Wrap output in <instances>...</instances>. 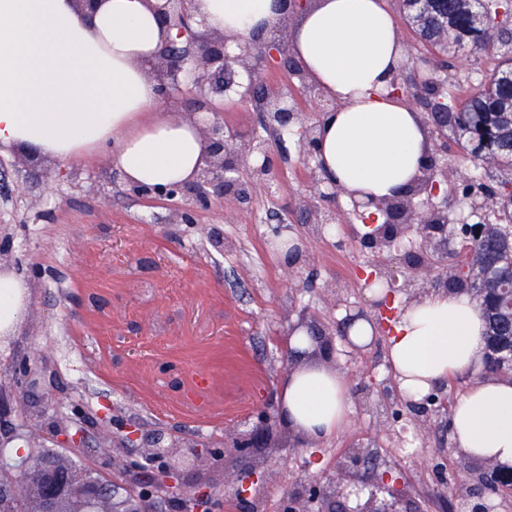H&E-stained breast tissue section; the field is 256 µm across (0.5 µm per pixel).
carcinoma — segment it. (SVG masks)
Returning a JSON list of instances; mask_svg holds the SVG:
<instances>
[{"label":"carcinoma","instance_id":"obj_1","mask_svg":"<svg viewBox=\"0 0 512 512\" xmlns=\"http://www.w3.org/2000/svg\"><path fill=\"white\" fill-rule=\"evenodd\" d=\"M402 8L414 33L428 48L438 53L468 49L478 55L492 51L499 60L489 81L464 99L447 89L439 94L448 106V129L461 149L472 145L474 169L499 174L512 171V38L498 24L489 22L482 0H448L446 11L432 7L416 13L407 4ZM489 194L498 208L499 223L488 225L487 234L477 243L450 253L451 265L458 268L465 291L484 311L487 331L484 361L492 371L512 362V342L499 334V324L508 321L512 304V192Z\"/></svg>","mask_w":512,"mask_h":512}]
</instances>
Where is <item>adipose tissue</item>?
I'll return each instance as SVG.
<instances>
[{
  "instance_id": "obj_1",
  "label": "adipose tissue",
  "mask_w": 512,
  "mask_h": 512,
  "mask_svg": "<svg viewBox=\"0 0 512 512\" xmlns=\"http://www.w3.org/2000/svg\"><path fill=\"white\" fill-rule=\"evenodd\" d=\"M211 28L243 37L275 22L273 0H198ZM175 34L160 28L145 0H0V147L64 161L111 152L126 180L166 187L203 165L197 128L158 110L150 65ZM292 55L338 107L321 121L322 173L344 196L383 201L421 174L431 143L414 106L392 90L402 41L384 0H316L289 38ZM28 289L0 275V336L26 311ZM486 324L470 294L433 293L404 304L388 338L395 385L418 400L479 367ZM298 358L277 401L283 425L303 440L335 435L349 414L347 380L313 358L300 329ZM451 428L470 458L512 468V378L486 376L457 397Z\"/></svg>"
}]
</instances>
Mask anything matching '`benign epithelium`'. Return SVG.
<instances>
[{
  "label": "benign epithelium",
  "instance_id": "7a95c632",
  "mask_svg": "<svg viewBox=\"0 0 512 512\" xmlns=\"http://www.w3.org/2000/svg\"><path fill=\"white\" fill-rule=\"evenodd\" d=\"M194 0H148L149 8L160 26L177 30V40L162 44L155 55L153 71L158 80L157 92L165 103L182 96L183 107L178 113L191 116L205 143V159L201 173L193 180L158 189L126 181L118 168L112 171V183L130 194L138 196H163L169 199L190 198L197 206L207 207L214 201L239 207L253 204L261 191L269 188V177L274 170L271 152L272 139L281 138L282 132L298 134L300 157L308 168L311 198L302 201L300 213L305 223L313 225L318 234L324 233L336 222V200L340 190L328 187L321 177L318 160L319 122L309 118L295 107L298 92L317 96L321 112L336 110V102L325 98L309 81L298 66L288 68L291 57L288 19L312 0H276L279 18L272 30L248 38L231 37L206 25L203 16L193 7ZM269 67H276L297 83L277 92L264 85L262 74ZM407 66L398 68L396 75L404 76L407 94L426 112L432 111L439 83L448 76V62L437 55L417 61L418 78L412 80L404 74ZM248 78L244 97L261 116V126L268 137L258 131L243 134L224 128L220 109L224 92L238 85L240 75ZM448 154V137L443 136L434 144V152L423 171L419 183L403 195L376 204L383 214L381 224L370 225L361 236V244L377 254L389 252L398 268L423 277L428 291L446 293L450 290L445 259L448 256V225L440 222L417 224L422 215L418 203H424L427 212L435 215L448 212V198H439L438 179L447 178V171L440 168L439 160ZM169 234L179 237L177 226L195 223V210L182 204L174 206ZM280 242L276 251L296 264L302 259L306 241L302 238L288 240L281 231L273 233ZM13 236L8 226L0 225V266L8 263L12 252ZM31 366L22 359L13 366V388L24 389L29 384ZM447 403V382L443 381L418 402H406L407 410L427 418ZM277 409L265 403L257 414L252 429L242 435L231 448L212 450V459L224 464L228 459H247L249 465L239 475L255 483L264 477L261 461L256 452L263 449L275 452L282 448L281 439L272 423ZM20 424L8 432H0V449L10 447L16 440L28 443L30 451L20 472L0 470V512H152L154 494L163 491L175 499L189 498L196 512H213L214 501L208 488L177 486L169 480L176 473L179 463L190 466L202 450L191 445L182 446L176 441L165 442L156 434L143 444L140 457L149 462L145 467L139 461H125L123 470L137 472L135 482L125 487V495L116 498L110 475H93L86 469L66 467L46 450L35 447L34 428L29 425L28 412L19 410ZM74 418L55 417L48 421V429L57 442L66 448H78L84 441L81 428H73ZM75 433H70V430ZM341 479L346 484L336 487V493H325L321 480L314 478L301 494L286 493L280 503V512H310L309 505L338 501L342 512H424L404 508V495L395 492L389 479H373L367 505L351 508L344 501L347 489L355 482L368 483L370 472L365 470L363 458L354 453L340 464Z\"/></svg>",
  "mask_w": 512,
  "mask_h": 512
}]
</instances>
